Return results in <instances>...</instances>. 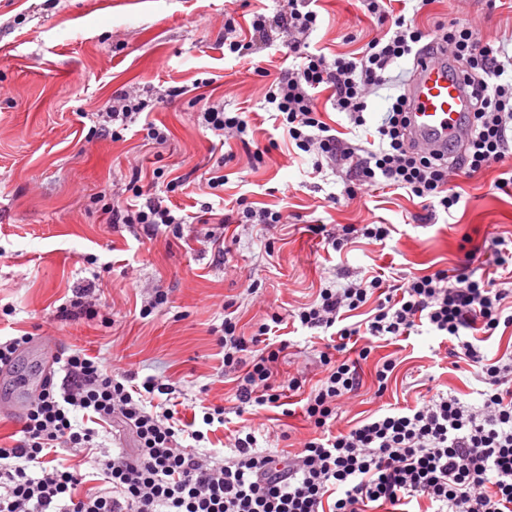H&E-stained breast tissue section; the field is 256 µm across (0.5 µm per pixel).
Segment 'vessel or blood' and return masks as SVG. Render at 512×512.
I'll return each instance as SVG.
<instances>
[{"label": "vessel or blood", "instance_id": "b4317fda", "mask_svg": "<svg viewBox=\"0 0 512 512\" xmlns=\"http://www.w3.org/2000/svg\"><path fill=\"white\" fill-rule=\"evenodd\" d=\"M406 94L410 137L418 149L446 155L465 147L472 127V105L452 59L418 55Z\"/></svg>", "mask_w": 512, "mask_h": 512}]
</instances>
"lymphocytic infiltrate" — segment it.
<instances>
[{"label": "lymphocytic infiltrate", "instance_id": "1", "mask_svg": "<svg viewBox=\"0 0 512 512\" xmlns=\"http://www.w3.org/2000/svg\"><path fill=\"white\" fill-rule=\"evenodd\" d=\"M381 29L355 55L328 57L306 52L295 68L263 77V97L292 149L312 155L313 170L345 171L347 196L383 185L422 200L431 210L451 212L461 200L451 177L479 173L512 153V55L483 39L480 31L456 21H437L429 29L392 14L388 0H364ZM307 0H281L274 16L254 12L249 40L235 38L237 21L224 19V52L241 59L254 43L283 38L289 49L318 24ZM425 48L447 52L462 69L472 94L473 133L461 155L447 159L418 152L406 139L404 95L393 97L376 128V142L363 144L339 136L322 119L317 96L328 90L338 112L353 127L365 125L368 98L390 79L400 60ZM145 103L139 91H117L97 110L105 132L120 139L140 124ZM208 130L233 138L262 160L246 112L209 105L199 114ZM105 208L110 223L137 224L146 234L188 223V216L147 196L142 185H114ZM221 224H284V212L258 208L245 197L215 214ZM326 233L334 249L354 239L385 241L386 224H340ZM499 275L471 279L463 269L416 275L399 292L386 290L381 276L369 275L320 289L317 299L292 311V321L308 329H335L340 340L364 334L368 341L357 359L320 354L324 375L305 397L304 416L311 435L300 456L288 459L259 450L252 428L233 436L231 456L216 460L187 448L205 441L206 428L223 423V406L202 410V426L189 429L178 416L172 384L158 377L137 380L133 371L74 349L60 360L61 380L47 379L30 403L11 447L0 446V512H366L368 504L390 505L401 512L426 500L430 512H512V358L488 359L478 346L464 343L462 358L482 384L480 404L467 405L455 395L436 393L415 406L385 409L338 428L340 402L363 385L358 363L372 352L378 337L410 335L425 324L439 336L459 337L480 328L494 335L512 328V250L495 251ZM373 304L364 322L346 324L348 313ZM279 314L243 337L233 319H225L219 343L226 370L241 372L239 403L278 405L285 391L300 390L302 379L279 378L277 363L287 341L272 345L269 335L281 324ZM121 420L134 438L132 450L99 458L101 426ZM96 458L95 477L106 492L80 494L87 475L59 459L60 450Z\"/></svg>", "mask_w": 512, "mask_h": 512}]
</instances>
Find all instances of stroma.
Listing matches in <instances>:
<instances>
[{
    "label": "stroma",
    "instance_id": "stroma-1",
    "mask_svg": "<svg viewBox=\"0 0 512 512\" xmlns=\"http://www.w3.org/2000/svg\"><path fill=\"white\" fill-rule=\"evenodd\" d=\"M320 21L310 49L351 53L377 30L362 0H317ZM278 0H0V336L54 338L61 350L85 349L138 378L158 376L175 386L180 417L191 422L204 405L227 408V422L209 436L206 451L231 455V432L254 428L260 450L295 455L309 429L302 392H288L290 415L269 407L236 414L237 382L224 372L218 343L225 317L244 336L255 334L272 313L288 316L312 301L320 288L363 275L381 274L399 286L416 274L466 265L472 278L494 272L492 239L512 240V193L496 187L498 167L451 182L462 198L452 215L432 213L404 191L372 187L344 194L345 174L313 171L310 156L289 152L282 130L264 109L254 65L271 72L295 65L281 41L246 59L224 54V17L235 16L248 35L252 11L274 15ZM470 21L483 37L505 42L512 54V0H433L419 25L435 20ZM410 61L400 62L393 85L368 99L361 137L373 135L396 88L406 84ZM142 88L150 122L165 130L158 144L143 134L115 141L92 133L89 115L121 88ZM171 86L183 95L163 100ZM229 112H250L256 138L266 146L255 162L236 140H220L198 125L204 102ZM222 168V196L207 180ZM165 178L153 182L154 170ZM140 173L154 197L172 200L185 214L204 203L245 196L256 206L287 208L277 227L184 224L146 235L140 227L110 224L98 193ZM187 176L186 192L170 194L168 179ZM389 224L384 243L361 239L335 250L312 224ZM223 238L216 246L214 238ZM478 257L466 262L465 254ZM95 283L103 306L97 318L58 319L74 288ZM257 293H249L250 284ZM168 302L151 316L139 311L152 289ZM113 318L112 326L101 322ZM289 348L280 374H298L315 385L323 373L318 352L329 332L286 328ZM451 342L426 327L395 339H375L361 362V391L343 400L340 423L348 426L389 406H412L436 392H454L472 403L481 387L467 365H455ZM398 366L382 397H375L377 364ZM41 354L27 346L10 372H0V402L18 394V382L38 377Z\"/></svg>",
    "mask_w": 512,
    "mask_h": 512
}]
</instances>
